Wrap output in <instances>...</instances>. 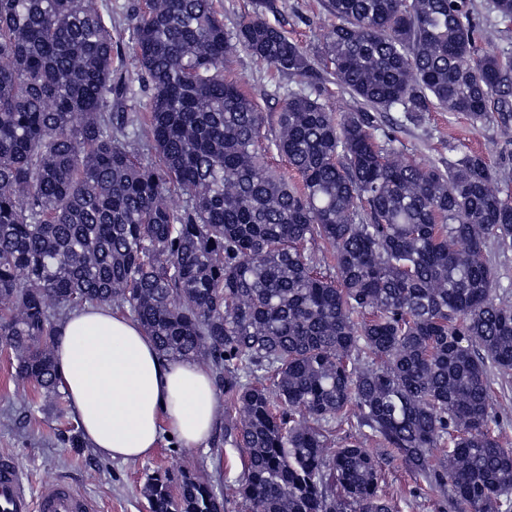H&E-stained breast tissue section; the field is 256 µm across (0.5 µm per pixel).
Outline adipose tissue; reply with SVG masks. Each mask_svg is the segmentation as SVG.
Here are the masks:
<instances>
[{
  "instance_id": "1",
  "label": "adipose tissue",
  "mask_w": 512,
  "mask_h": 512,
  "mask_svg": "<svg viewBox=\"0 0 512 512\" xmlns=\"http://www.w3.org/2000/svg\"><path fill=\"white\" fill-rule=\"evenodd\" d=\"M57 374L85 440L123 463L152 455L162 434L205 447L219 411L211 373L162 357L134 319L105 306L72 311L55 338Z\"/></svg>"
}]
</instances>
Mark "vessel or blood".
<instances>
[{
	"label": "vessel or blood",
	"mask_w": 512,
	"mask_h": 512,
	"mask_svg": "<svg viewBox=\"0 0 512 512\" xmlns=\"http://www.w3.org/2000/svg\"><path fill=\"white\" fill-rule=\"evenodd\" d=\"M0 512H98L81 491L62 482H48L30 495L13 458L0 457Z\"/></svg>",
	"instance_id": "vessel-or-blood-1"
}]
</instances>
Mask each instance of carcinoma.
<instances>
[{
	"mask_svg": "<svg viewBox=\"0 0 512 512\" xmlns=\"http://www.w3.org/2000/svg\"><path fill=\"white\" fill-rule=\"evenodd\" d=\"M326 9L323 60L364 105L512 134V57L476 53L473 0ZM129 19L126 78L97 0H0V344L18 376L61 400L59 317L126 308L164 356L224 384L249 512H395L379 492L395 462L438 512H512V443L490 427V372L512 378V303L485 254L512 253L497 170L473 151L409 160L319 87L283 94L264 146L227 63L241 48L307 77L281 25L257 11L230 35L213 0H144ZM146 497L150 512L228 503L185 473L149 477Z\"/></svg>",
	"mask_w": 512,
	"mask_h": 512,
	"instance_id": "obj_1",
	"label": "carcinoma"
}]
</instances>
